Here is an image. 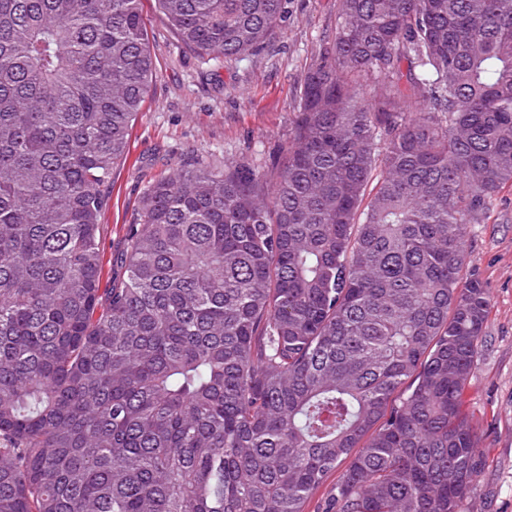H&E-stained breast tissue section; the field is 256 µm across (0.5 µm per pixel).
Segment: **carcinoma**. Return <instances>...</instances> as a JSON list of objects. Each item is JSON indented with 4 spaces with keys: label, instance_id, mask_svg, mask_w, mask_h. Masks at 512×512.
<instances>
[{
    "label": "carcinoma",
    "instance_id": "carcinoma-1",
    "mask_svg": "<svg viewBox=\"0 0 512 512\" xmlns=\"http://www.w3.org/2000/svg\"><path fill=\"white\" fill-rule=\"evenodd\" d=\"M241 59L285 0H156ZM142 0H0V512H465L512 184V0H337L270 175L182 164L100 287L154 63Z\"/></svg>",
    "mask_w": 512,
    "mask_h": 512
}]
</instances>
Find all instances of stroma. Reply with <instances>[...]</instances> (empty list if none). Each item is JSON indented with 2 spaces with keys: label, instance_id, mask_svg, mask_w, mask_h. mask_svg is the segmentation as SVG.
Here are the masks:
<instances>
[{
  "label": "stroma",
  "instance_id": "35a3bbf8",
  "mask_svg": "<svg viewBox=\"0 0 512 512\" xmlns=\"http://www.w3.org/2000/svg\"><path fill=\"white\" fill-rule=\"evenodd\" d=\"M142 9L155 73L130 132L129 154L114 166L103 202L105 286L110 259L123 248L142 196L163 166L192 158L213 167L241 162L271 170L290 141L313 55L337 19L336 0H285L273 41L226 62L184 49L152 0H142ZM467 250L465 274L487 289L490 314L463 393L485 459L466 512H512V185L494 197L482 223L468 226Z\"/></svg>",
  "mask_w": 512,
  "mask_h": 512
}]
</instances>
